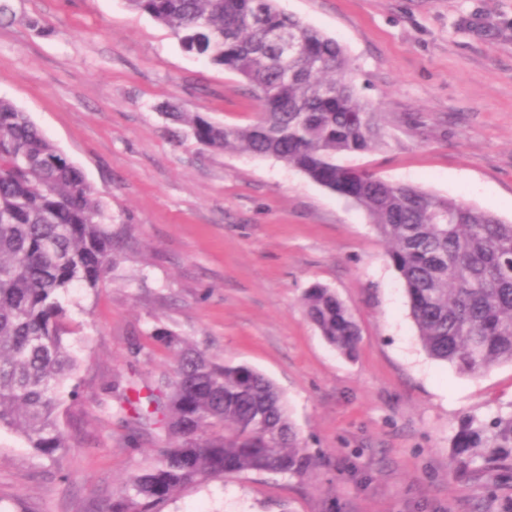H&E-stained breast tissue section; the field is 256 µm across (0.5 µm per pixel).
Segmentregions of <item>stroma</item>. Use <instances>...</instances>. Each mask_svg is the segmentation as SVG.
Listing matches in <instances>:
<instances>
[{"instance_id": "35a3bbf8", "label": "stroma", "mask_w": 512, "mask_h": 512, "mask_svg": "<svg viewBox=\"0 0 512 512\" xmlns=\"http://www.w3.org/2000/svg\"><path fill=\"white\" fill-rule=\"evenodd\" d=\"M0 98L26 112L102 194L116 267L64 302L82 398L69 447L38 456L0 430V512H99L163 446L131 434L123 388L164 385L177 336L257 369L318 465L176 491L161 512H500L512 487L448 470L463 416L512 403V365L460 372L424 350L401 280L364 211L273 158L216 152L166 105L224 125L259 107L238 76L187 56L127 0H11ZM341 45L387 145L355 164L512 223V0H277ZM333 288L360 329L334 351L300 297Z\"/></svg>"}]
</instances>
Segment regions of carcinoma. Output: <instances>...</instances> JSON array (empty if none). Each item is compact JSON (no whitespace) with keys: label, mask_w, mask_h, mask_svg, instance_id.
<instances>
[{"label":"carcinoma","mask_w":512,"mask_h":512,"mask_svg":"<svg viewBox=\"0 0 512 512\" xmlns=\"http://www.w3.org/2000/svg\"><path fill=\"white\" fill-rule=\"evenodd\" d=\"M167 27L184 53L238 75L261 108L247 125H216L168 107L196 141L273 157L358 204L387 247L420 341L434 359L479 374L512 364V224L462 201L392 184L351 163L386 145L381 113L360 100L336 40L281 11L276 0H127ZM290 37L283 53L269 33ZM116 250L100 192L14 103L0 98V428L50 459L69 448L57 413L82 359L62 299L94 292ZM302 307L325 341L356 355L359 328L336 293L315 284ZM174 351L167 391L121 398L127 425H155L167 442L105 512H160L182 486L244 472L305 476L304 448L275 384L163 337ZM454 470L512 483V410L463 418Z\"/></svg>","instance_id":"cac0c4a2"}]
</instances>
